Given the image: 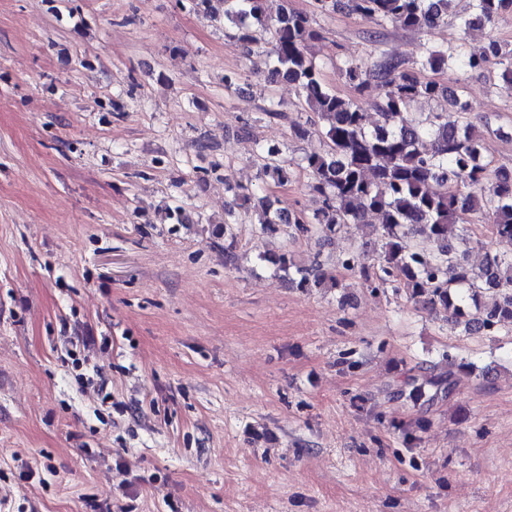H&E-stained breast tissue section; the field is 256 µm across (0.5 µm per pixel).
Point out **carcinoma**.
I'll return each mask as SVG.
<instances>
[{"mask_svg":"<svg viewBox=\"0 0 512 512\" xmlns=\"http://www.w3.org/2000/svg\"><path fill=\"white\" fill-rule=\"evenodd\" d=\"M225 4L224 21L231 24L230 38L251 49L262 43L265 78L269 83L295 85L299 100L313 114L309 126L294 129L298 137L319 135L325 149L308 154L293 164L275 148L258 153L256 165L261 179L277 184L289 182L293 166L305 169L308 188L320 201L310 215L285 212L279 201L235 192V206L224 222V240L234 245L231 225L236 210L258 212L257 224L266 233L288 224L302 234L329 236L343 224L371 228L373 244L381 253L380 273L359 267L357 254H346L345 269L360 270L364 284L381 288L387 284L404 290L434 312L464 322L466 329L482 328L491 333L512 332V252L489 253L478 268L467 264L466 251L450 240L453 229L469 215L484 216L492 237L512 241V168H489L483 154L482 132L470 121L450 125L445 112H420L408 119V110L419 100L443 103L465 114L468 100L449 92L434 80H425L415 67L463 72L495 71L499 89L512 95V42L494 36L486 39V50H468L474 31L494 27L512 14V0H466L460 11L451 10L455 0H345L343 5L371 22L391 23L406 30L431 31L448 23L459 30L446 46L427 43L412 67L386 54L366 69L353 58L339 67L353 94L341 96L324 82L311 54L321 38L308 15L279 0L276 12L269 0H190L198 10L215 13L214 2ZM379 90L375 117L362 112L357 96L370 85ZM276 270L298 276L301 288L320 286L328 273L321 266L294 268L286 255L271 259ZM434 392L426 394L425 386ZM454 392L453 371L425 382L410 377L398 394L417 402L433 401Z\"/></svg>","mask_w":512,"mask_h":512,"instance_id":"cac0c4a2","label":"carcinoma"}]
</instances>
